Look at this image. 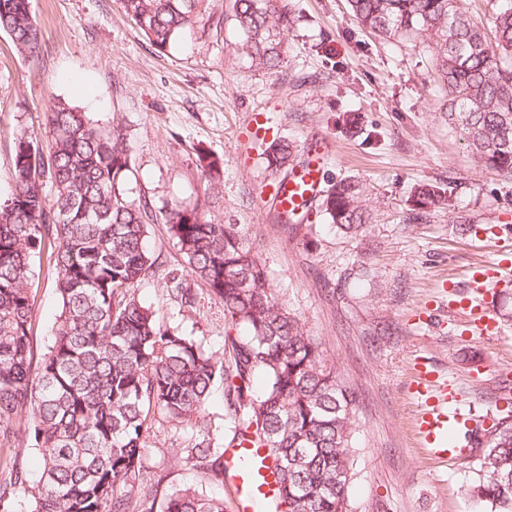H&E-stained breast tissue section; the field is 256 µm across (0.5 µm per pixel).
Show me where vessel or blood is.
I'll use <instances>...</instances> for the list:
<instances>
[{
    "instance_id": "1",
    "label": "vessel or blood",
    "mask_w": 512,
    "mask_h": 512,
    "mask_svg": "<svg viewBox=\"0 0 512 512\" xmlns=\"http://www.w3.org/2000/svg\"><path fill=\"white\" fill-rule=\"evenodd\" d=\"M321 181V161L308 162L277 184L265 206L269 211L281 212L303 205L319 194ZM466 278V292L454 293L452 299L459 322L475 336L501 335V325L491 317L482 298L491 290L512 285V269L499 261L469 270ZM410 392L420 406L416 431L422 447L442 460L459 456L460 448L446 443L449 428L460 420L459 392L438 380L434 371L423 364L416 367ZM224 466V482L233 489L236 512H254L260 500L269 512H276L275 476L261 448L251 441L237 440L226 450Z\"/></svg>"
}]
</instances>
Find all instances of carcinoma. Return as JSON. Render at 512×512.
<instances>
[{"instance_id": "cac0c4a2", "label": "carcinoma", "mask_w": 512, "mask_h": 512, "mask_svg": "<svg viewBox=\"0 0 512 512\" xmlns=\"http://www.w3.org/2000/svg\"><path fill=\"white\" fill-rule=\"evenodd\" d=\"M206 0H121L124 12L160 50L204 21ZM377 36L423 37L436 51L446 99L442 114L481 166L512 185V0H498L492 32L461 0H349ZM238 50L260 68L279 65L290 23L274 0H234ZM0 31L33 53L39 45L29 0H0ZM51 141L22 127L14 134L13 190L0 200V512H224L207 494L224 485V449L244 436L275 465L283 512H349L355 398L311 336L276 294L265 267L236 224H218L171 203L162 214L129 196L132 156L119 126L102 129L57 101L46 112ZM294 146L279 141L266 158L278 173ZM51 184L52 200L45 185ZM412 219L450 209L448 184L413 190ZM321 209L337 230L365 223L359 185L340 180ZM166 224L183 270L224 306V320L246 331L224 336L218 357L164 324L136 288L160 255L149 226ZM46 257L60 302L51 343L33 365V262ZM247 287H242L243 282ZM169 296L195 295L177 274ZM264 385L254 391L257 377ZM221 389L229 442L212 426L209 404ZM184 432L180 459L199 484L173 492L146 470L143 448L154 423ZM41 460L39 478L20 465L24 449ZM470 497L512 512V422L484 433Z\"/></svg>"}]
</instances>
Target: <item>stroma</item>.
Returning a JSON list of instances; mask_svg holds the SVG:
<instances>
[{
    "mask_svg": "<svg viewBox=\"0 0 512 512\" xmlns=\"http://www.w3.org/2000/svg\"><path fill=\"white\" fill-rule=\"evenodd\" d=\"M291 23L279 66L239 54L233 0L224 23L197 24L173 50H158L120 0H30L40 29L35 53L0 32V198L12 190L14 133L39 128L55 101L90 122L120 123L131 148V199L156 207L201 205L221 224L239 225L290 312L322 344L353 392L352 512H490L466 495L476 454L437 463L416 447L414 363H429L457 387L460 407L491 427L512 394V333L481 338L448 317L449 278L489 256L512 261V186L478 166L441 115L444 93L428 40L380 39L347 0H286ZM355 123L344 122V115ZM327 146L323 187L358 183L368 219L354 233L329 224L310 204L298 225L264 209L273 181L263 153L274 140ZM221 162L204 176L200 153ZM454 179L453 210L409 218L413 188ZM470 216L456 223L454 213ZM162 263L138 290L168 325L222 352L224 308L195 285V306L171 300L166 281L181 258L165 224L149 228ZM34 353L45 350L59 312L54 278L34 289ZM181 434L155 424L145 463L168 488L196 484L176 456Z\"/></svg>",
    "mask_w": 512,
    "mask_h": 512,
    "instance_id": "obj_1",
    "label": "stroma"
}]
</instances>
